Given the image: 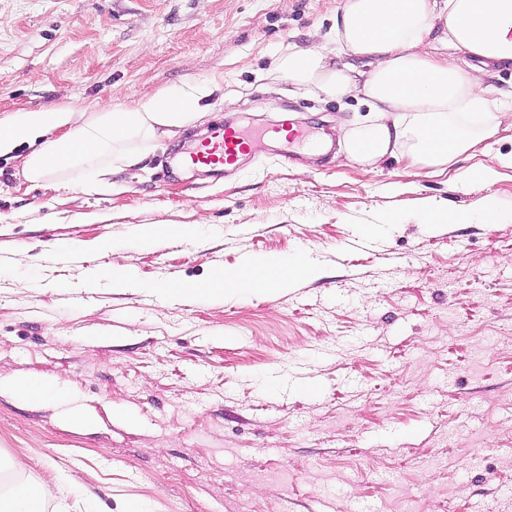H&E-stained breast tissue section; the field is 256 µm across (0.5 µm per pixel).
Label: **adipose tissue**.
<instances>
[{
    "mask_svg": "<svg viewBox=\"0 0 512 512\" xmlns=\"http://www.w3.org/2000/svg\"><path fill=\"white\" fill-rule=\"evenodd\" d=\"M441 26L453 56L430 47ZM332 53L288 48L274 72L296 91L324 100L358 99L368 113L340 131L347 159L373 173L382 161L403 157L434 172L512 128V104L485 80L490 66L512 62V0H343L325 36ZM367 58L364 78L332 66L330 55ZM212 93L205 84L164 90L121 110L76 112L66 107L0 118V156L31 145L19 168L32 182L55 170L99 157L133 165L141 160L132 141L176 137L205 113ZM296 257L251 259L217 275L206 295L223 290L280 291L295 276H316Z\"/></svg>",
    "mask_w": 512,
    "mask_h": 512,
    "instance_id": "ef3b65f1",
    "label": "adipose tissue"
}]
</instances>
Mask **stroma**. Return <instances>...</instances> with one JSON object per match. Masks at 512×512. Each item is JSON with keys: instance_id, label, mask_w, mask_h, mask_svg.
<instances>
[{"instance_id": "obj_1", "label": "stroma", "mask_w": 512, "mask_h": 512, "mask_svg": "<svg viewBox=\"0 0 512 512\" xmlns=\"http://www.w3.org/2000/svg\"><path fill=\"white\" fill-rule=\"evenodd\" d=\"M341 0H0V118L91 112L193 83L206 116L112 169L25 180L0 157V493L48 482L46 512H512V130L430 174H367L340 150L257 139L228 176L183 159L216 123L337 142L355 102L272 73ZM499 223L425 224L428 206ZM156 224L195 235L138 238ZM317 277L282 293L162 298L259 255ZM130 271L112 285V263ZM72 403L93 418L75 427ZM23 459L25 471L9 461ZM1 388H7L17 394L33 399L49 396L57 391L56 388H47L29 379H13L5 383L0 381Z\"/></svg>"}]
</instances>
